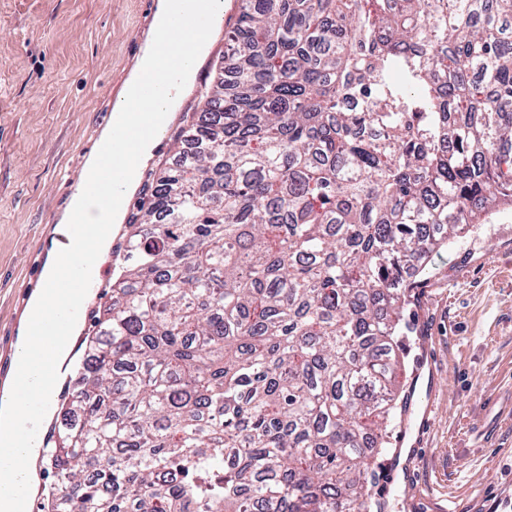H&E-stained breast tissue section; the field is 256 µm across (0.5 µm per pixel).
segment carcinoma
I'll list each match as a JSON object with an SVG mask.
<instances>
[{
  "instance_id": "cac0c4a2",
  "label": "carcinoma",
  "mask_w": 512,
  "mask_h": 512,
  "mask_svg": "<svg viewBox=\"0 0 512 512\" xmlns=\"http://www.w3.org/2000/svg\"><path fill=\"white\" fill-rule=\"evenodd\" d=\"M51 455L65 512H367L407 273L512 205V0H242Z\"/></svg>"
}]
</instances>
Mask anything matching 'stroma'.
<instances>
[{
  "label": "stroma",
  "instance_id": "35a3bbf8",
  "mask_svg": "<svg viewBox=\"0 0 512 512\" xmlns=\"http://www.w3.org/2000/svg\"><path fill=\"white\" fill-rule=\"evenodd\" d=\"M148 0H0V383L53 229L151 22ZM210 36L195 87L126 211L175 160L174 126L224 56ZM402 311L397 419L376 458L373 512H493L512 500V207L433 252Z\"/></svg>",
  "mask_w": 512,
  "mask_h": 512
}]
</instances>
